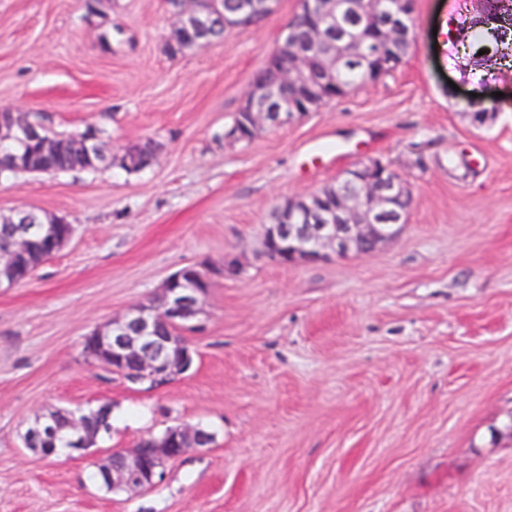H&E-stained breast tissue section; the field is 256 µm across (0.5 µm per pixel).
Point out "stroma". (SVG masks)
Here are the masks:
<instances>
[{"instance_id": "obj_1", "label": "stroma", "mask_w": 512, "mask_h": 512, "mask_svg": "<svg viewBox=\"0 0 512 512\" xmlns=\"http://www.w3.org/2000/svg\"><path fill=\"white\" fill-rule=\"evenodd\" d=\"M469 0H413L402 63L249 143L224 139L299 0L173 56L165 0H0V109L94 133L128 173H23L0 215L65 218L72 241L0 291V512H512V73L477 89L433 29ZM499 93L476 122L470 93ZM379 158L413 198L368 255L279 266L261 255L281 201ZM239 259L244 275L219 271ZM217 266L186 374L147 389L89 363L90 331ZM111 404L81 456L23 435L57 408ZM175 425L207 430L143 491L94 478L114 450Z\"/></svg>"}]
</instances>
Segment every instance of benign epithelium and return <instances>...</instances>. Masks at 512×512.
I'll list each match as a JSON object with an SVG mask.
<instances>
[{
  "label": "benign epithelium",
  "instance_id": "1",
  "mask_svg": "<svg viewBox=\"0 0 512 512\" xmlns=\"http://www.w3.org/2000/svg\"><path fill=\"white\" fill-rule=\"evenodd\" d=\"M471 10L461 15L462 28L485 26L488 19L480 0H470ZM253 0L243 3L240 13L224 18V29L249 28L253 19ZM411 0H393L389 19L379 26L385 45L367 52L355 40L336 44L335 52L319 53L312 65L318 43L326 37V29L341 15H361L357 0H301V7L289 20L281 43L262 66L267 78L251 80L240 111L253 118V134L266 127H279L299 116L295 104L311 112L332 95L328 90L338 85L337 75L348 61H358L364 69V84L374 82L395 68L402 57L394 42L397 32L407 40L413 38ZM173 29L196 33L203 41L209 39L212 19L185 9L174 14ZM315 24L310 39L300 41L295 30ZM315 67L316 85L307 80L310 67ZM9 140L17 149L37 142L40 128L16 112H7ZM352 191L336 192L338 203L313 193L289 197L280 202L271 223L262 231L263 255L283 266L316 263L334 255L345 258L351 254H369L391 241L407 223L408 211L399 203L411 202L408 186L392 169L378 178H369L360 167H353L340 176ZM42 237L51 244V253L60 252L72 235L58 238L54 225H44ZM32 237L24 224L7 225L0 236V289L18 285L15 271L29 260ZM212 268L188 265L165 280L156 298L131 307L109 325L94 329L87 335V354L107 359L111 369L126 380L139 384L169 380L190 370L192 352L174 327L195 328L201 313V299L210 285ZM112 429L110 406L95 410L56 409L36 420L24 435V445L41 455L54 454L60 438L67 440V452L81 453L94 437ZM212 442L209 434L197 427H171L159 436L142 440L138 448L128 452H111L98 464L100 478L114 490H147L160 483L169 463L189 448H206Z\"/></svg>",
  "mask_w": 512,
  "mask_h": 512
}]
</instances>
